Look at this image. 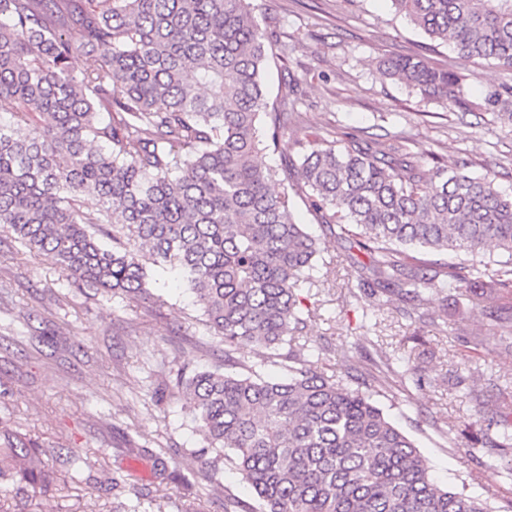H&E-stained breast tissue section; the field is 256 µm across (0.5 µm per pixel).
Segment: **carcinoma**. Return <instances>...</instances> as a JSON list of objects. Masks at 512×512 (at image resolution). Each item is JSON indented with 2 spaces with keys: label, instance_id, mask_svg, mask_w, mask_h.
Here are the masks:
<instances>
[{
  "label": "carcinoma",
  "instance_id": "1",
  "mask_svg": "<svg viewBox=\"0 0 512 512\" xmlns=\"http://www.w3.org/2000/svg\"><path fill=\"white\" fill-rule=\"evenodd\" d=\"M465 63L512 72V0H391ZM250 0H0V229L50 253L74 282L149 300L159 270L180 273L205 326L231 350L254 344L294 362L284 379L204 370L179 380L207 463L230 461L254 503L225 512H495L439 486L414 441L368 395L387 389L385 355L366 391L298 358L323 248L296 223L278 170L255 161L301 113L270 105L273 55ZM92 64L77 77L75 55ZM385 74L423 97L468 107L469 73L395 56ZM512 97L504 83L485 99ZM347 134L300 143L297 167L321 223L369 257L358 288L417 307L466 283L512 299V198L470 163L431 170L398 145ZM98 199L95 210L82 200ZM486 250L507 256L475 260ZM469 259L462 260L460 255ZM0 477L43 491L47 471L0 430Z\"/></svg>",
  "mask_w": 512,
  "mask_h": 512
}]
</instances>
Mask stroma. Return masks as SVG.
Returning <instances> with one entry per match:
<instances>
[{
	"label": "stroma",
	"instance_id": "35a3bbf8",
	"mask_svg": "<svg viewBox=\"0 0 512 512\" xmlns=\"http://www.w3.org/2000/svg\"><path fill=\"white\" fill-rule=\"evenodd\" d=\"M260 26L285 44L282 80L270 68L269 97L301 112L262 165L284 167L305 136L389 130L416 156L436 152L448 164L467 161L473 173L498 172L512 196V124L479 122L454 105L422 99L383 76L390 56L419 55L454 69L452 47L428 39L390 0H251ZM297 173L274 182L288 192L299 223L321 242L319 280L303 288L314 316L301 360L326 374L359 375L376 350L395 376L376 402L416 442L443 487L466 489L504 505L512 499V448H485L494 405L512 387V365L499 356L489 317L496 303L449 286L427 295L426 319L402 315L368 293L350 298L348 281L367 260L344 237L331 235L303 203ZM0 238V430L37 445L35 462L54 469L55 491L15 495L0 483V512H224V501H252L231 463L208 467L202 437L177 384L178 375L220 368L224 346L211 336L177 273L150 287L163 306L131 302L77 286L52 254H17Z\"/></svg>",
	"mask_w": 512,
	"mask_h": 512
}]
</instances>
